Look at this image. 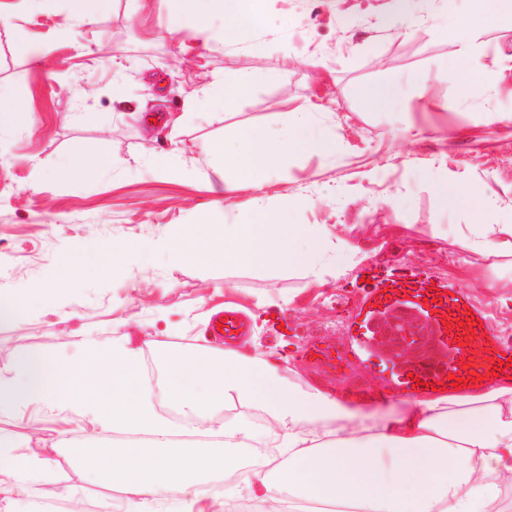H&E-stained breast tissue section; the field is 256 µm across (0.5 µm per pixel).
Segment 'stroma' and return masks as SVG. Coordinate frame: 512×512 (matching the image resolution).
<instances>
[{"instance_id":"stroma-1","label":"stroma","mask_w":512,"mask_h":512,"mask_svg":"<svg viewBox=\"0 0 512 512\" xmlns=\"http://www.w3.org/2000/svg\"><path fill=\"white\" fill-rule=\"evenodd\" d=\"M421 23L385 24L392 0H258L260 24L225 38L202 31L182 0H107L92 24L73 22L70 0H0L12 25L0 26V91L32 112L22 128L0 130V307L36 283L61 285L51 307H18L0 324V373L16 352L49 364L76 358L69 337L93 331L101 343L129 337L153 363L206 345L202 330L216 310L240 309L251 330L245 349L279 353L289 379L352 398L356 388L396 399L389 365L366 368L348 357L329 374L306 354L327 342L349 347L347 319L361 292L356 270L308 282L303 273L175 263L167 252L149 262L112 267L110 253L132 241L176 232L181 225L246 224L257 210L278 212L288 196L313 203L294 224H323L361 265L412 263L463 289L512 337V270L501 287L473 279L481 260L454 244L467 224H512V15L484 30L479 67L486 80L461 86L454 75L457 42L444 21L463 17V0H415ZM24 36L32 55L16 52ZM247 77L246 91L218 109L189 101L214 77ZM385 83L401 91L397 105L371 108L363 89ZM317 113L343 145L329 159L294 155L269 174L262 202L254 190L224 189V161L213 144L239 146L241 131L284 138L285 113ZM180 118L177 137L169 121ZM85 147L108 166L59 179L53 169ZM179 149L187 173H159L154 160ZM463 183L474 203L449 209L444 183ZM112 448L115 433L56 406L17 415L0 411V458L13 449L46 456L50 472L23 492L0 489V508L30 512L84 490L88 507L112 486L77 462L75 438Z\"/></svg>"}]
</instances>
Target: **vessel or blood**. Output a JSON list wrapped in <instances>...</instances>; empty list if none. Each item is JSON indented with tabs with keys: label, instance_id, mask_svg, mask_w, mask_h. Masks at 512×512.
Listing matches in <instances>:
<instances>
[{
	"label": "vessel or blood",
	"instance_id": "b4317fda",
	"mask_svg": "<svg viewBox=\"0 0 512 512\" xmlns=\"http://www.w3.org/2000/svg\"><path fill=\"white\" fill-rule=\"evenodd\" d=\"M362 306L348 329L352 337L370 336L384 315L398 311L414 313L432 326L445 350L454 359L449 363L425 361L401 367L392 374L395 387L408 395H426L431 388L450 387L451 377L466 380V392L486 388L485 381L493 366H501L502 377H512V345L493 332L487 316L471 309L467 294L459 288L435 279L411 264L393 268L371 265L363 270ZM249 327L235 307L220 310L208 323L205 335L231 342L247 334Z\"/></svg>",
	"mask_w": 512,
	"mask_h": 512
}]
</instances>
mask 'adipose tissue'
Segmentation results:
<instances>
[{"label": "adipose tissue", "instance_id": "ef3b65f1", "mask_svg": "<svg viewBox=\"0 0 512 512\" xmlns=\"http://www.w3.org/2000/svg\"><path fill=\"white\" fill-rule=\"evenodd\" d=\"M184 2L207 32L217 19L228 29L258 20L252 0ZM469 2L457 42L460 77L474 83L483 78L478 32L495 16L488 0ZM285 122L283 141L242 134L239 150L226 158L235 178L225 182V190L243 181L262 191L269 171L292 154H341L335 135L316 131L306 113H287ZM310 203L307 197L285 199L279 213L258 212L255 223L225 224L207 238L185 224L171 236L130 243L117 258L145 259L163 249L177 262L256 263L284 273L300 270L319 282L327 271L352 268L353 261L324 226L289 222L290 212ZM456 243L483 258L479 276L485 287L497 288L499 268L512 266V224L468 225ZM75 344L80 359L55 369L65 407L94 414L101 426L150 439L146 446L131 442L82 460L85 470L120 486L132 503L170 496L197 502L195 476L215 470L239 479L250 500L270 505L272 512H303L311 502L346 505L353 512H502V492L512 486V384L499 383L479 395L398 399L384 409L365 408L314 386H296L266 356L234 347L170 355L153 386L142 380L141 360L128 337L106 347L84 333ZM43 368L40 355L19 351L11 376H0V405L19 411L44 402ZM157 396L177 405V419L158 414ZM237 401L261 407L266 419L216 421L217 412ZM214 421L220 439L205 451L169 453L175 435L206 431ZM258 443L277 448L280 461L243 470L231 449Z\"/></svg>", "mask_w": 512, "mask_h": 512}]
</instances>
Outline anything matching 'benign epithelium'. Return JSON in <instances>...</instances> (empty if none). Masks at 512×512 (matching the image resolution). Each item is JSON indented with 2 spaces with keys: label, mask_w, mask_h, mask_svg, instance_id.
<instances>
[{
  "label": "benign epithelium",
  "mask_w": 512,
  "mask_h": 512,
  "mask_svg": "<svg viewBox=\"0 0 512 512\" xmlns=\"http://www.w3.org/2000/svg\"><path fill=\"white\" fill-rule=\"evenodd\" d=\"M375 343L388 360L397 364H416L429 356L445 354L430 328L420 319L395 314L380 320L375 328Z\"/></svg>",
  "instance_id": "7a95c632"
}]
</instances>
